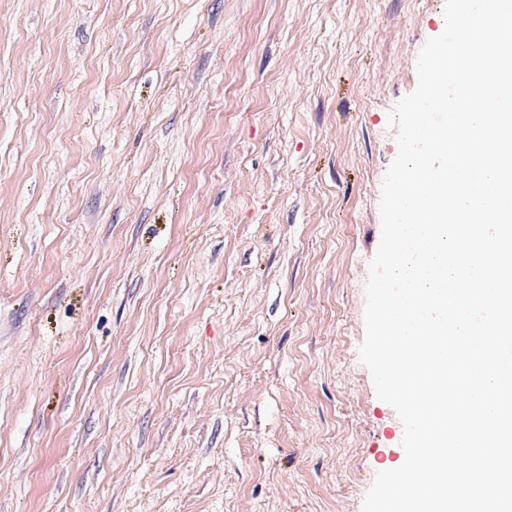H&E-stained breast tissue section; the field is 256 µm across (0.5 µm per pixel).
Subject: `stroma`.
<instances>
[{"label": "stroma", "instance_id": "obj_1", "mask_svg": "<svg viewBox=\"0 0 512 512\" xmlns=\"http://www.w3.org/2000/svg\"><path fill=\"white\" fill-rule=\"evenodd\" d=\"M445 0H0V512H362L388 114Z\"/></svg>", "mask_w": 512, "mask_h": 512}]
</instances>
